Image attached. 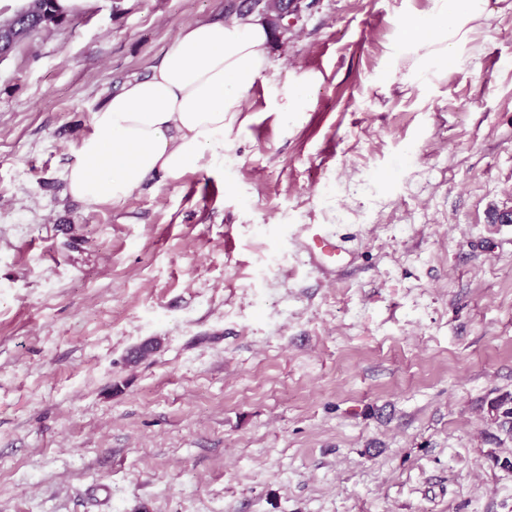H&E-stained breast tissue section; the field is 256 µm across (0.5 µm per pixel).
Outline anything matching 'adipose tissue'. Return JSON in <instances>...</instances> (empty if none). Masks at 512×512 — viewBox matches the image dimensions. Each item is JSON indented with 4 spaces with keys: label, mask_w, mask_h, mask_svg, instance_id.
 <instances>
[{
    "label": "adipose tissue",
    "mask_w": 512,
    "mask_h": 512,
    "mask_svg": "<svg viewBox=\"0 0 512 512\" xmlns=\"http://www.w3.org/2000/svg\"><path fill=\"white\" fill-rule=\"evenodd\" d=\"M399 24L395 58L426 76L459 60L488 0H431ZM269 29L257 21H202L184 29L161 62L127 81L95 112L66 176L72 197L117 203L149 177L203 168L242 129L243 100L269 67Z\"/></svg>",
    "instance_id": "adipose-tissue-1"
}]
</instances>
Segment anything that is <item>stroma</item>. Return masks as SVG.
<instances>
[{
	"mask_svg": "<svg viewBox=\"0 0 512 512\" xmlns=\"http://www.w3.org/2000/svg\"><path fill=\"white\" fill-rule=\"evenodd\" d=\"M247 4L80 0L0 59V512H512V0L391 84L430 0H304L223 154L68 195L107 97Z\"/></svg>",
	"mask_w": 512,
	"mask_h": 512,
	"instance_id": "1",
	"label": "stroma"
}]
</instances>
